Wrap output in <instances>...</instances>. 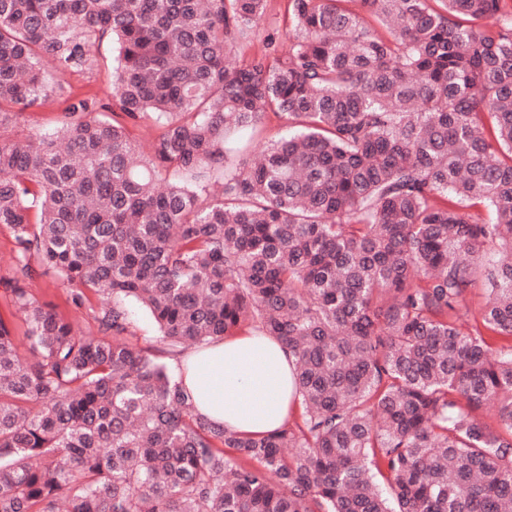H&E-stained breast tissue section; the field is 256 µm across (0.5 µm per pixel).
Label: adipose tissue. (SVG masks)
<instances>
[{"label":"adipose tissue","instance_id":"adipose-tissue-1","mask_svg":"<svg viewBox=\"0 0 512 512\" xmlns=\"http://www.w3.org/2000/svg\"><path fill=\"white\" fill-rule=\"evenodd\" d=\"M183 383L208 421L246 434L280 429L294 399V359L274 337L254 333L188 350Z\"/></svg>","mask_w":512,"mask_h":512}]
</instances>
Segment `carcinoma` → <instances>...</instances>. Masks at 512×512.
Segmentation results:
<instances>
[{
  "label": "carcinoma",
  "mask_w": 512,
  "mask_h": 512,
  "mask_svg": "<svg viewBox=\"0 0 512 512\" xmlns=\"http://www.w3.org/2000/svg\"><path fill=\"white\" fill-rule=\"evenodd\" d=\"M287 2L229 66L268 0H0V130L64 97L0 138V512H512V0ZM105 42L112 103L64 93ZM252 332L295 361L265 435L173 365ZM63 103L60 99H55L43 108L34 113L25 114V122H22L21 128L8 129L5 134L13 135L17 130H22L25 134H35L48 127H50L55 120L58 112L63 108ZM285 132V120L274 117L270 114V117L266 120V131L262 137L253 136L250 131H245L241 134L240 139L243 142L252 143L255 149H259L263 146L268 139L278 138ZM11 246L12 244L9 231L4 227H0V315L14 323L16 345L18 346L19 352L25 355L27 354L28 342L24 338V328L20 320L11 315V307L7 304L4 293V288L6 287L3 282H6L9 277H11V271L8 267V255ZM34 294L39 302L49 303L54 306L55 311L63 318L73 316L71 308L66 303V293L56 280V277L49 273L39 278Z\"/></svg>",
  "instance_id": "1"
}]
</instances>
